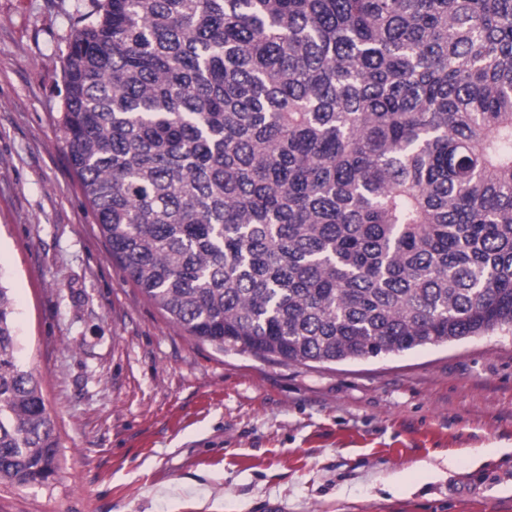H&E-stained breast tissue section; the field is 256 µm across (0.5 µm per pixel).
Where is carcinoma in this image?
<instances>
[{"label":"carcinoma","instance_id":"1","mask_svg":"<svg viewBox=\"0 0 512 512\" xmlns=\"http://www.w3.org/2000/svg\"><path fill=\"white\" fill-rule=\"evenodd\" d=\"M70 164L177 327L288 363L512 327V0H91ZM0 285V481L54 473Z\"/></svg>","mask_w":512,"mask_h":512}]
</instances>
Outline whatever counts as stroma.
Instances as JSON below:
<instances>
[{
    "label": "stroma",
    "mask_w": 512,
    "mask_h": 512,
    "mask_svg": "<svg viewBox=\"0 0 512 512\" xmlns=\"http://www.w3.org/2000/svg\"><path fill=\"white\" fill-rule=\"evenodd\" d=\"M89 0H0V283L55 472L0 512H512V330L354 362L221 352L113 260L62 132Z\"/></svg>",
    "instance_id": "obj_1"
}]
</instances>
